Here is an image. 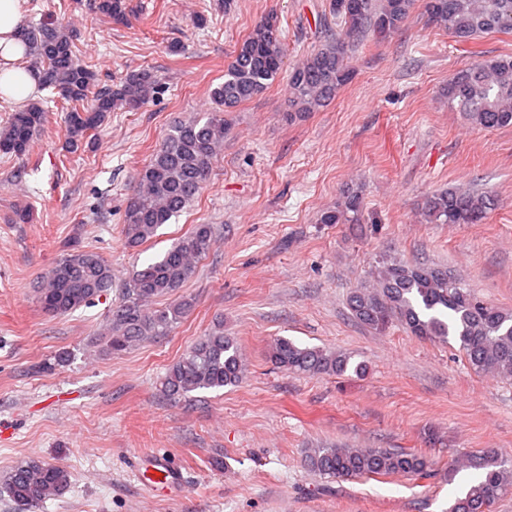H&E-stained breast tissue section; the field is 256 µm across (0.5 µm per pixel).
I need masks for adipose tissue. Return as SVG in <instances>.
Masks as SVG:
<instances>
[{
	"mask_svg": "<svg viewBox=\"0 0 512 512\" xmlns=\"http://www.w3.org/2000/svg\"><path fill=\"white\" fill-rule=\"evenodd\" d=\"M20 3L21 0H0V58L15 64L14 69L0 72V98L14 100L27 97L37 85L34 72L18 65L24 56L18 37L24 22Z\"/></svg>",
	"mask_w": 512,
	"mask_h": 512,
	"instance_id": "ef3b65f1",
	"label": "adipose tissue"
}]
</instances>
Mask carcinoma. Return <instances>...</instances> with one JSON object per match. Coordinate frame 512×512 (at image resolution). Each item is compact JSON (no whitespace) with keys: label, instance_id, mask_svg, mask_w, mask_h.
<instances>
[{"label":"carcinoma","instance_id":"cac0c4a2","mask_svg":"<svg viewBox=\"0 0 512 512\" xmlns=\"http://www.w3.org/2000/svg\"><path fill=\"white\" fill-rule=\"evenodd\" d=\"M428 22L458 41L488 33L512 32V0H330L336 32L314 48L288 74V104L297 112H317L352 77L351 40L372 31L399 32L416 2ZM88 9L115 22L127 19L126 0H86ZM28 69L41 88L69 103L65 115L67 147L77 150L88 133L98 130L111 112L137 110L163 92L151 69L126 74L108 87L74 51V32L61 23H37L22 29ZM286 59L278 17L259 21L233 51L224 82L211 92L214 104L205 117L174 122L148 163L140 169L126 200L123 233L130 247L153 239L158 229L182 212L205 188L224 145L228 123L224 114L261 94L274 82ZM448 108L461 113L474 128L512 126V56L480 57L454 72L445 88ZM48 122V109L29 101L0 128V153L23 155ZM493 206L488 192L450 187L426 196L419 207L423 219L435 224H478ZM362 197L346 193L335 209L323 212L320 224H359ZM214 244L211 224H197L155 262L135 271L119 289L107 315L98 346L105 355H119L147 340L169 335L192 310L188 299L152 308L158 298L176 294L195 275L197 262ZM114 285L112 266L74 241L45 272L38 302L51 313L67 315L87 307ZM348 307L357 323L382 330L397 323L414 336L458 343L468 367L478 374L512 381V311L481 300L448 268L409 263L396 258L376 262L370 279L350 291ZM268 358L279 369L305 376L360 375L366 366L342 350L301 346L278 338ZM243 365L234 337L224 325L200 337L160 378L159 391L180 400L198 390H219L241 381ZM306 467L320 476L354 478L408 474L429 475L421 454L387 448L319 446L305 451ZM476 470L449 512H492L495 502L512 492V466L499 454L484 450L464 456L448 467V481L463 470ZM70 486L69 471L59 465L28 459L5 480V492L21 512L62 494Z\"/></svg>","mask_w":512,"mask_h":512}]
</instances>
